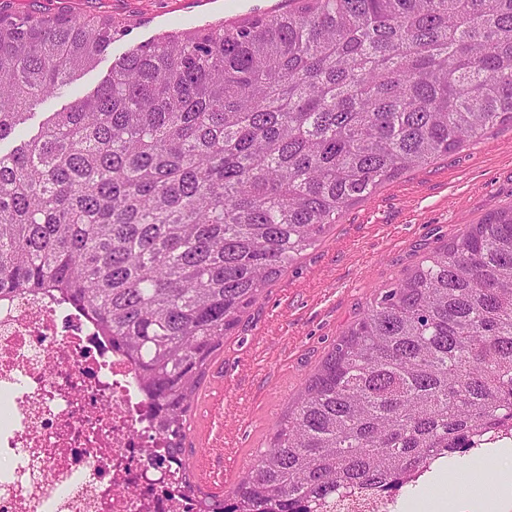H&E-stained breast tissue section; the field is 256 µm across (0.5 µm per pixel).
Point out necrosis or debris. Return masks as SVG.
I'll return each instance as SVG.
<instances>
[{"label":"necrosis or debris","mask_w":512,"mask_h":512,"mask_svg":"<svg viewBox=\"0 0 512 512\" xmlns=\"http://www.w3.org/2000/svg\"><path fill=\"white\" fill-rule=\"evenodd\" d=\"M128 359L44 295L0 301V512H196Z\"/></svg>","instance_id":"necrosis-or-debris-1"}]
</instances>
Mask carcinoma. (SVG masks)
<instances>
[{"label": "carcinoma", "mask_w": 512, "mask_h": 512, "mask_svg": "<svg viewBox=\"0 0 512 512\" xmlns=\"http://www.w3.org/2000/svg\"><path fill=\"white\" fill-rule=\"evenodd\" d=\"M142 42L0 153V300L51 291L139 372L199 512H322L512 428V208L388 288L230 491L187 417L262 288L400 175L512 123V0H290ZM124 31L0 12V141Z\"/></svg>", "instance_id": "cac0c4a2"}]
</instances>
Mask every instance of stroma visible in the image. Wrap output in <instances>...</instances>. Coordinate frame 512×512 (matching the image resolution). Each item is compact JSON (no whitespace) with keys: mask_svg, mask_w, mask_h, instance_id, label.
<instances>
[{"mask_svg":"<svg viewBox=\"0 0 512 512\" xmlns=\"http://www.w3.org/2000/svg\"><path fill=\"white\" fill-rule=\"evenodd\" d=\"M288 0H0L11 13L73 11L111 18L126 30L72 90L36 108L30 125L93 90L114 61L169 31L287 10ZM512 208V126L500 125L424 169L381 187L347 210L322 239L262 289L224 338L192 406L199 430L191 455L245 477L268 447L276 422L318 371L338 337L379 293L423 258L488 215Z\"/></svg>","mask_w":512,"mask_h":512,"instance_id":"obj_1","label":"stroma"}]
</instances>
